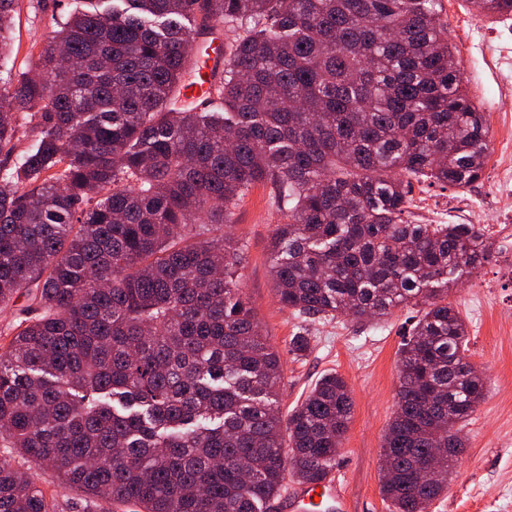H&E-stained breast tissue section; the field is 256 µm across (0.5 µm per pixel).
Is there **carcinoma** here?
<instances>
[{"instance_id": "cac0c4a2", "label": "carcinoma", "mask_w": 512, "mask_h": 512, "mask_svg": "<svg viewBox=\"0 0 512 512\" xmlns=\"http://www.w3.org/2000/svg\"><path fill=\"white\" fill-rule=\"evenodd\" d=\"M0 77V446L95 506L273 512L335 467L351 417L326 374L282 420V379L226 231L271 187L279 303L309 320L420 308L381 448L393 512H428L486 395L450 276L495 257L473 224L407 219L411 181L464 189L490 150L442 0H89ZM512 17V0H468ZM18 0H0V55ZM232 33L208 95L177 106L195 29ZM66 51L76 65L64 68ZM51 78L46 86L40 73ZM216 235L195 242L189 228ZM0 512H58L0 458ZM27 304L29 303L25 297H19L12 306L0 309V342H2V344L11 338L13 325H15L18 318L22 316L21 309Z\"/></svg>"}]
</instances>
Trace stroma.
<instances>
[{"label": "stroma", "mask_w": 512, "mask_h": 512, "mask_svg": "<svg viewBox=\"0 0 512 512\" xmlns=\"http://www.w3.org/2000/svg\"><path fill=\"white\" fill-rule=\"evenodd\" d=\"M85 0H19L9 34L11 53L0 68L24 67L58 22L82 9ZM448 39L485 114L491 151L482 179L465 189L412 186L410 217H436L441 224L491 222L512 211V196H498L500 181L512 180V20L476 16L467 0H443ZM235 235L244 244L245 292L282 364L279 401L289 413L326 373L348 384L352 417L335 469L347 495L349 512H389L380 494V451L396 410L399 348L411 331L416 308L399 306L385 321L360 323L347 316L304 323L277 301L270 276V244L282 216L270 188L256 185L234 211ZM448 301L464 318L469 359L484 373L487 390L462 430L465 450L448 489L429 512H512V279L502 276L499 259L483 263L452 284ZM308 330L311 348L304 357L288 350L291 336Z\"/></svg>", "instance_id": "stroma-1"}]
</instances>
